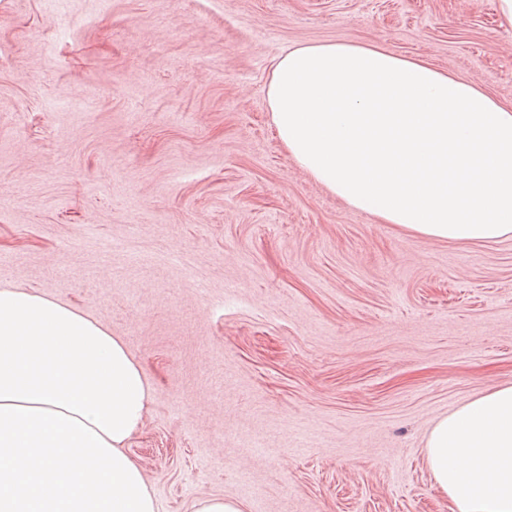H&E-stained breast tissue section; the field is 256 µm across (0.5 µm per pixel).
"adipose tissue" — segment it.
Returning <instances> with one entry per match:
<instances>
[{"label":"adipose tissue","mask_w":512,"mask_h":512,"mask_svg":"<svg viewBox=\"0 0 512 512\" xmlns=\"http://www.w3.org/2000/svg\"><path fill=\"white\" fill-rule=\"evenodd\" d=\"M292 157L349 206L425 239L512 236V107L418 58L301 44L268 87ZM152 387L124 342L60 300L0 289V512H156L127 453ZM451 512H512V385L431 429Z\"/></svg>","instance_id":"ef3b65f1"}]
</instances>
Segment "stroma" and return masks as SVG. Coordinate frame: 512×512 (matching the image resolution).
I'll return each instance as SVG.
<instances>
[{
	"mask_svg": "<svg viewBox=\"0 0 512 512\" xmlns=\"http://www.w3.org/2000/svg\"><path fill=\"white\" fill-rule=\"evenodd\" d=\"M498 0H0V287L121 338L159 512H449L434 422L512 384V238L349 207L271 121L274 60L354 42L512 105ZM94 91L90 103L64 100ZM192 509V512H244V504L238 499L213 495L195 500Z\"/></svg>",
	"mask_w": 512,
	"mask_h": 512,
	"instance_id": "obj_1",
	"label": "stroma"
}]
</instances>
